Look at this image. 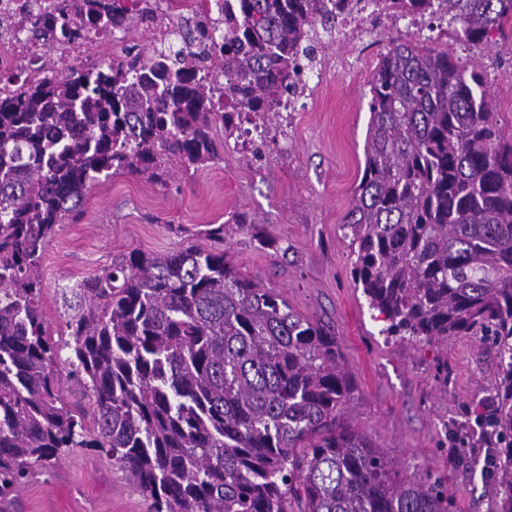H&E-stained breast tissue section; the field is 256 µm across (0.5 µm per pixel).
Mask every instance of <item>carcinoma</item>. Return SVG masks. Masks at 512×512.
<instances>
[{
	"label": "carcinoma",
	"instance_id": "obj_1",
	"mask_svg": "<svg viewBox=\"0 0 512 512\" xmlns=\"http://www.w3.org/2000/svg\"><path fill=\"white\" fill-rule=\"evenodd\" d=\"M180 44L127 53L97 77L72 67L0 103V497L64 448L112 458L151 512H450L448 478L401 477L366 434L339 421L353 390L336 336L223 250L187 246L112 259L80 287L60 348L41 306L40 267L88 189L123 173L164 183L168 165L220 156L213 126L281 111L336 14L421 11L477 45L512 20V0H232ZM154 0H76L60 26L126 29ZM220 69L224 83L205 74ZM362 177L344 218L352 276L386 338L484 336L495 386L475 417L488 448L491 512H512V141L479 68L401 43L368 81Z\"/></svg>",
	"mask_w": 512,
	"mask_h": 512
}]
</instances>
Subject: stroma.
Masks as SVG:
<instances>
[{
  "label": "stroma",
  "instance_id": "1",
  "mask_svg": "<svg viewBox=\"0 0 512 512\" xmlns=\"http://www.w3.org/2000/svg\"><path fill=\"white\" fill-rule=\"evenodd\" d=\"M410 41L477 64L487 79L494 117L512 137V31L467 47L456 35L424 39L397 21L366 33L353 56L330 40L319 56L327 68L296 111L264 120L245 115V128L262 139L212 130L224 151L194 174L168 169L165 185L126 173L87 192L79 215L60 225L41 267V306L55 341L86 309L83 280L132 250L168 253L192 245L223 247L238 270L260 279L299 314L333 326L354 390L340 418L385 448L400 474L447 475L453 512H491L494 489L483 476L484 453H467L445 426L473 418L494 382L493 350L479 338L441 344L389 340L350 270L354 256L342 224L364 168L370 119L367 80L392 42ZM246 212L255 223L241 229L230 217ZM227 224L223 243L210 224ZM124 472L91 448H70L34 470L29 482L0 499V512H149Z\"/></svg>",
  "mask_w": 512,
  "mask_h": 512
}]
</instances>
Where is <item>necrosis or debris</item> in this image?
I'll use <instances>...</instances> for the list:
<instances>
[{
	"label": "necrosis or debris",
	"mask_w": 512,
	"mask_h": 512,
	"mask_svg": "<svg viewBox=\"0 0 512 512\" xmlns=\"http://www.w3.org/2000/svg\"><path fill=\"white\" fill-rule=\"evenodd\" d=\"M62 5L63 0H0V99L42 82L65 64L91 73L101 71V47L121 52L109 30L87 29L67 36L58 32L47 40L34 39L33 16L59 14Z\"/></svg>",
	"instance_id": "4bbe7bcc"
}]
</instances>
